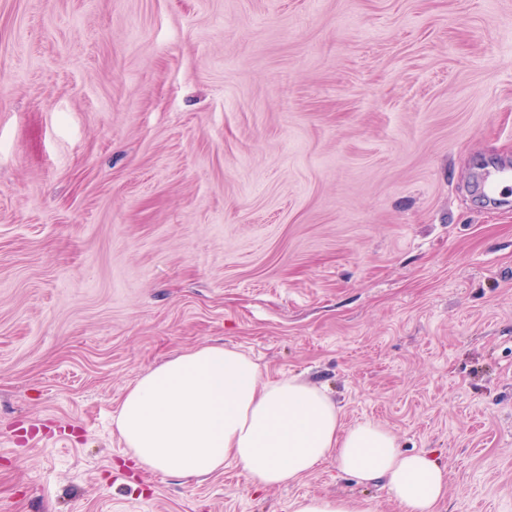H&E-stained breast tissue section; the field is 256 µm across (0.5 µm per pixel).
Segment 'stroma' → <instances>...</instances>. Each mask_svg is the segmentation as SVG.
I'll return each mask as SVG.
<instances>
[{
  "label": "stroma",
  "mask_w": 512,
  "mask_h": 512,
  "mask_svg": "<svg viewBox=\"0 0 512 512\" xmlns=\"http://www.w3.org/2000/svg\"><path fill=\"white\" fill-rule=\"evenodd\" d=\"M512 0H0V512H400L255 491L113 418L223 343L512 512ZM292 512H365V509L351 498L303 495L293 502Z\"/></svg>",
  "instance_id": "35a3bbf8"
}]
</instances>
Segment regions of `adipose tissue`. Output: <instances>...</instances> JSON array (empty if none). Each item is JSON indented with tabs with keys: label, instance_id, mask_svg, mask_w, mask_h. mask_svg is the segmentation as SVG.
Here are the masks:
<instances>
[{
	"label": "adipose tissue",
	"instance_id": "ef3b65f1",
	"mask_svg": "<svg viewBox=\"0 0 512 512\" xmlns=\"http://www.w3.org/2000/svg\"><path fill=\"white\" fill-rule=\"evenodd\" d=\"M136 468L194 479L228 468L258 489L290 486L334 462L362 482L384 481L401 512H436L448 470L402 451L373 421L343 426L325 390L264 376L237 348L205 344L172 355L129 385L114 419Z\"/></svg>",
	"mask_w": 512,
	"mask_h": 512
}]
</instances>
